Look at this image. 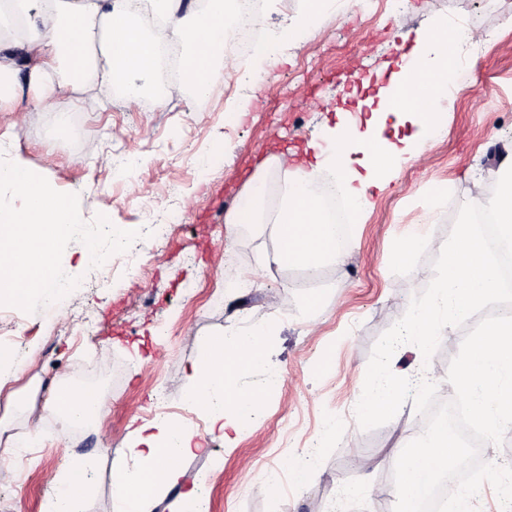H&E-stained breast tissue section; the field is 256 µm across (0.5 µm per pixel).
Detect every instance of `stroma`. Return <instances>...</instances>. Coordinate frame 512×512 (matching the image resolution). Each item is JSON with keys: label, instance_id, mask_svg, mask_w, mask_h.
I'll list each match as a JSON object with an SVG mask.
<instances>
[{"label": "stroma", "instance_id": "1", "mask_svg": "<svg viewBox=\"0 0 512 512\" xmlns=\"http://www.w3.org/2000/svg\"><path fill=\"white\" fill-rule=\"evenodd\" d=\"M484 34L481 59L459 61L455 87L442 105L448 133L404 163L358 231L344 266L324 265L309 288L295 287L304 265L273 263L279 246L277 217L288 175L272 157L292 151L299 166L320 178L310 147L324 126L339 123L338 110L355 109L376 97L399 61L394 39L433 29L440 21ZM257 83L211 84L205 111L173 101L155 112L113 101L106 109L81 107L75 97L56 96L50 107L26 114L0 112V156L22 162L63 193L79 197L84 222L105 214L111 224H137L143 215L166 223L169 211L184 221L151 239L140 255L141 276L113 277L91 265L84 244L70 246L66 272L81 277L63 302L65 316L16 311L17 335L30 350L15 380L0 389V445L31 441L24 455L9 458L13 484L0 487V512H40L47 476L73 455L93 458L89 473L96 491L82 512H111L112 477L128 457L130 423L147 424V409L159 388L181 407L192 366L200 361L203 336L236 328L239 298L230 281L254 275L251 318H275L265 368L280 372L279 388L260 407V420L225 443L206 417L194 413L184 426L203 439L205 450L184 459L188 470H211L200 489L208 512H393L397 495L389 475L403 447L419 434L417 414L401 407L380 428L365 431L355 417L371 349L433 277L434 251L409 275L390 269L396 238L424 230L446 239L471 180L490 177L493 151L512 150V0H406L402 11L387 8L324 13L320 27L299 44L281 45L273 63L251 58ZM322 102L314 110L313 102ZM267 194L249 227L225 217L255 175ZM276 310H268L269 295ZM319 297L315 326H308L310 297ZM93 317V334L80 331ZM94 377L104 400L101 425L78 437L38 417L61 382L60 370ZM336 420V437L320 440L325 418ZM318 451V467L305 481L288 470L289 456ZM380 460L371 475L354 467L357 456ZM280 474L272 491L264 475ZM372 484L374 494L350 496Z\"/></svg>", "mask_w": 512, "mask_h": 512}]
</instances>
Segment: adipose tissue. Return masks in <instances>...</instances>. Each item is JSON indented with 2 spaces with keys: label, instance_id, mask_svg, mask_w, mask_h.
<instances>
[{
  "label": "adipose tissue",
  "instance_id": "1",
  "mask_svg": "<svg viewBox=\"0 0 512 512\" xmlns=\"http://www.w3.org/2000/svg\"><path fill=\"white\" fill-rule=\"evenodd\" d=\"M211 2V8L200 11L187 8L183 0H0V18L17 15L13 25L0 29V112L12 110L29 85L48 74L56 76L61 92L98 84L120 91L127 107L141 106L159 45L178 53L183 66L155 108L187 97L195 111H202L211 83L239 72L236 58L224 51V32L236 16L225 10L224 0ZM155 27L159 35L150 36ZM481 39L479 32L445 24L421 33L415 54L380 90V111L415 113L422 128L420 139L405 150L373 130L359 131L352 120L323 130L321 154L331 166L338 194L316 193L304 172L289 181L273 262L311 268L325 261L346 263L372 206L370 188L385 189L406 156L422 153L447 128L438 102L448 95L458 46ZM350 149L362 153L360 168H352L346 158ZM275 329V320L269 318L254 329H233L207 339V353L184 388L183 405L204 414L214 430L240 433L254 426L260 402L277 387L280 375L266 370L253 386L244 377L264 364ZM103 407L101 398L65 387L55 391L43 413L62 415L67 425L80 426L99 419ZM125 440L132 461L113 474L112 512H154L164 490L177 484L186 493L176 512H205L195 491L207 474L183 466L202 447L194 433L179 422L163 421L148 434L135 428ZM91 468L90 458L70 457L50 476L41 512H80L94 492L87 477Z\"/></svg>",
  "mask_w": 512,
  "mask_h": 512
}]
</instances>
